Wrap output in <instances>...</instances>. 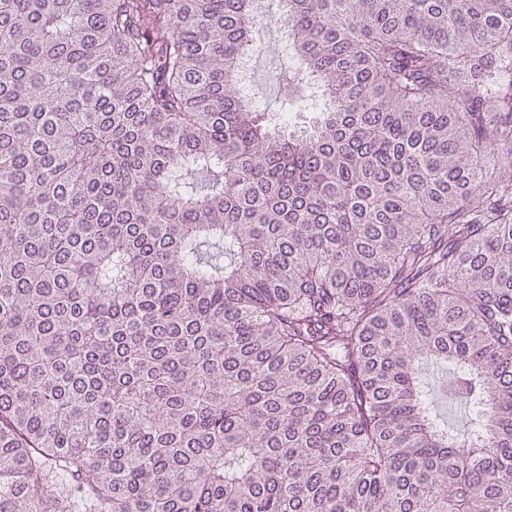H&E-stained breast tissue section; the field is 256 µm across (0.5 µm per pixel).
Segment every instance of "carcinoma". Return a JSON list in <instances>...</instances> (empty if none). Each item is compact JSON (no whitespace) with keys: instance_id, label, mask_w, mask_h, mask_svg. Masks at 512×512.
Masks as SVG:
<instances>
[{"instance_id":"cac0c4a2","label":"carcinoma","mask_w":512,"mask_h":512,"mask_svg":"<svg viewBox=\"0 0 512 512\" xmlns=\"http://www.w3.org/2000/svg\"><path fill=\"white\" fill-rule=\"evenodd\" d=\"M258 2L0 0V512H512V0ZM281 65L288 67V56L273 59L269 52L255 54L251 62L249 93L257 103L264 106L279 103L278 99L276 100L278 92L276 77Z\"/></svg>"}]
</instances>
